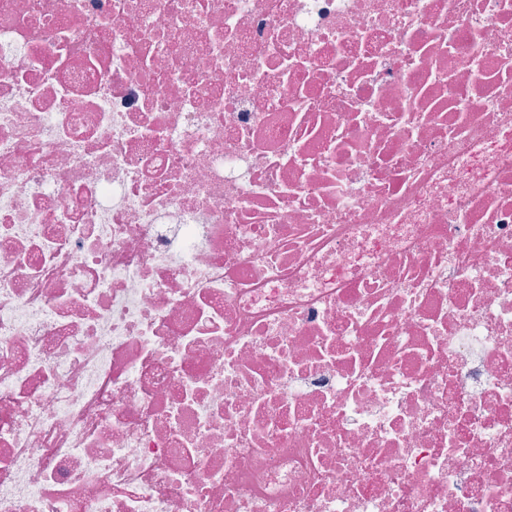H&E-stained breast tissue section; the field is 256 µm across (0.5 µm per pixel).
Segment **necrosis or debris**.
Here are the masks:
<instances>
[{"label":"necrosis or debris","mask_w":512,"mask_h":512,"mask_svg":"<svg viewBox=\"0 0 512 512\" xmlns=\"http://www.w3.org/2000/svg\"><path fill=\"white\" fill-rule=\"evenodd\" d=\"M0 512H512V0H0Z\"/></svg>","instance_id":"4bbe7bcc"}]
</instances>
